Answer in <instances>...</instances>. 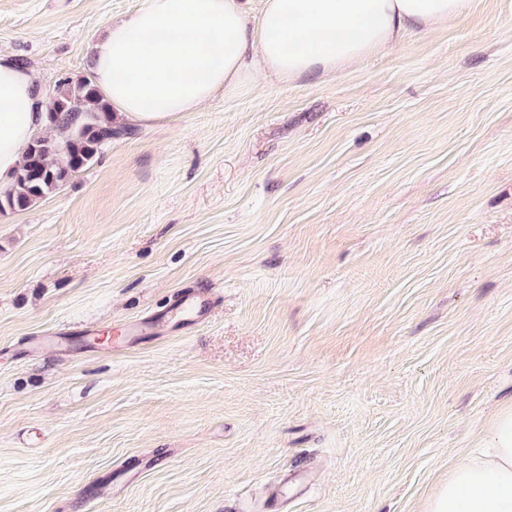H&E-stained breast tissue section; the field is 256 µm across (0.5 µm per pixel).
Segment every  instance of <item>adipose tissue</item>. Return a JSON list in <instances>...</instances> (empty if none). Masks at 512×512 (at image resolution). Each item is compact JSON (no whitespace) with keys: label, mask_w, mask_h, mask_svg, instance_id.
Here are the masks:
<instances>
[{"label":"adipose tissue","mask_w":512,"mask_h":512,"mask_svg":"<svg viewBox=\"0 0 512 512\" xmlns=\"http://www.w3.org/2000/svg\"><path fill=\"white\" fill-rule=\"evenodd\" d=\"M473 3L262 0L252 27L238 0H148L109 25L92 57V82L126 122L149 125L196 111L260 71L288 82L336 74ZM47 126L37 78L0 53V188L13 184L30 142ZM484 446L449 469L426 512H512V403L492 418Z\"/></svg>","instance_id":"obj_1"}]
</instances>
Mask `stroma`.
Returning a JSON list of instances; mask_svg holds the SVG:
<instances>
[{
  "label": "stroma",
  "instance_id": "obj_1",
  "mask_svg": "<svg viewBox=\"0 0 512 512\" xmlns=\"http://www.w3.org/2000/svg\"><path fill=\"white\" fill-rule=\"evenodd\" d=\"M145 4L0 0V51L48 94ZM510 401L512 0L257 74L0 213V512H424Z\"/></svg>",
  "mask_w": 512,
  "mask_h": 512
}]
</instances>
